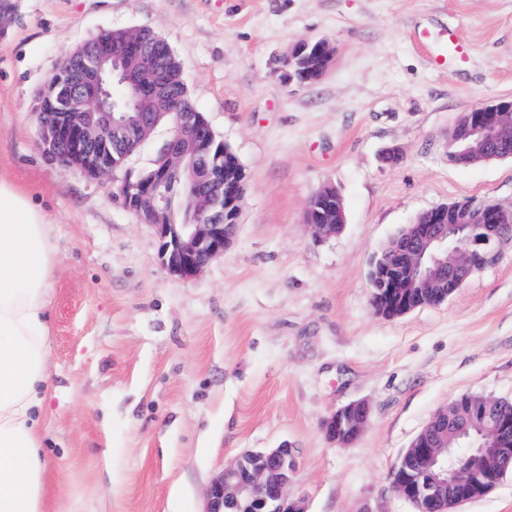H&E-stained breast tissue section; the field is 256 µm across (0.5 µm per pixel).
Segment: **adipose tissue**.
<instances>
[{
    "label": "adipose tissue",
    "mask_w": 512,
    "mask_h": 512,
    "mask_svg": "<svg viewBox=\"0 0 512 512\" xmlns=\"http://www.w3.org/2000/svg\"><path fill=\"white\" fill-rule=\"evenodd\" d=\"M50 218L0 173V512H44L42 413L56 267Z\"/></svg>",
    "instance_id": "ef3b65f1"
}]
</instances>
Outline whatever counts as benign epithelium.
<instances>
[{
    "mask_svg": "<svg viewBox=\"0 0 512 512\" xmlns=\"http://www.w3.org/2000/svg\"><path fill=\"white\" fill-rule=\"evenodd\" d=\"M151 32L139 27L118 43L110 34L99 35L63 56L37 99L42 116L37 145L47 158L70 166L79 160L101 179L119 166L112 161V149L123 152L125 159L166 122L169 135L157 147L160 161L150 174L124 181L122 201L157 229L167 271L187 279L200 274L231 244L244 188L224 189V156L210 155L214 132L209 123L197 119L190 100L175 90L173 51ZM334 55L335 49L324 39H301L280 60L279 71L302 86L310 60H323L322 77ZM132 77L139 85L138 98L130 103L131 111L116 112L112 86L124 85ZM509 143L512 99L488 100L462 113L448 143V158L458 163L512 159ZM182 173L186 217L177 224L162 188ZM427 214L435 216L434 223L407 225L392 246L396 260L376 256L371 262L369 283L380 285L378 296L401 303L405 314L422 306L423 293L413 289L438 283L451 296L475 272L498 259L502 241H512V209L491 201L462 202L446 212L437 207ZM305 223L318 242L342 229L344 211L335 187L326 186L311 196ZM369 418L368 403L352 401L333 411L322 428L331 442L348 446ZM491 426L497 437L488 452L502 463L492 476L495 487L512 473V420H493ZM412 452L425 464V479L416 481L408 496L416 504L447 487L462 491L478 481L461 467L457 448L426 446L418 440ZM295 465L294 450L286 444L236 458L211 482L207 512H224V503L242 500L248 502L249 512H305L303 501L287 494Z\"/></svg>",
    "mask_w": 512,
    "mask_h": 512,
    "instance_id": "1",
    "label": "benign epithelium"
}]
</instances>
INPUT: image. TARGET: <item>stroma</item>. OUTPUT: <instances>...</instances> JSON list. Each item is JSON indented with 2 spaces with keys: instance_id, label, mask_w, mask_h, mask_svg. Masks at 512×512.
<instances>
[{
  "instance_id": "stroma-1",
  "label": "stroma",
  "mask_w": 512,
  "mask_h": 512,
  "mask_svg": "<svg viewBox=\"0 0 512 512\" xmlns=\"http://www.w3.org/2000/svg\"><path fill=\"white\" fill-rule=\"evenodd\" d=\"M172 46L195 106L247 174L236 236L198 277L172 276L153 225L37 146L36 98L57 62L106 30ZM456 28L442 69L417 36ZM330 41L317 83L284 80L300 39ZM512 98V0H0V170L51 220L52 399L45 512H205L245 450L287 443L306 512H415L390 476L431 415L463 394L512 398V246L447 301L393 318L371 305L372 257L422 211L512 208V161L459 165L462 112ZM404 158L386 163L384 154ZM326 185L347 222L314 242ZM363 400L341 447L321 423Z\"/></svg>"
}]
</instances>
